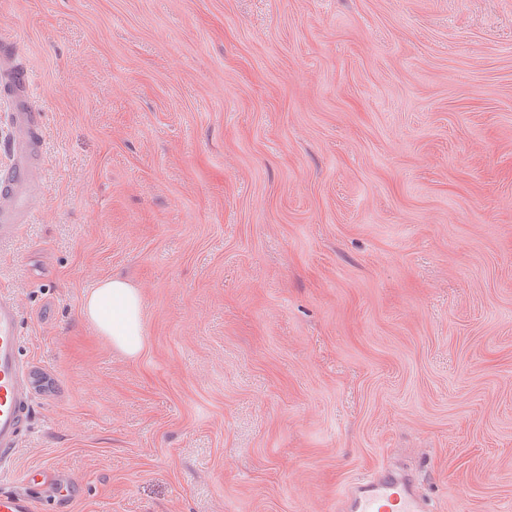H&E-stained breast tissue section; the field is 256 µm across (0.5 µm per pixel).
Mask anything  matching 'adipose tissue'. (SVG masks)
I'll return each instance as SVG.
<instances>
[{"instance_id":"ef3b65f1","label":"adipose tissue","mask_w":512,"mask_h":512,"mask_svg":"<svg viewBox=\"0 0 512 512\" xmlns=\"http://www.w3.org/2000/svg\"><path fill=\"white\" fill-rule=\"evenodd\" d=\"M142 297L121 278L101 280L85 296L82 315L100 335L129 358H137L145 344Z\"/></svg>"}]
</instances>
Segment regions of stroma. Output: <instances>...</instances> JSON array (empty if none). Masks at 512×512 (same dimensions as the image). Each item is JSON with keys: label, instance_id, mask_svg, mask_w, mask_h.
<instances>
[{"label": "stroma", "instance_id": "35a3bbf8", "mask_svg": "<svg viewBox=\"0 0 512 512\" xmlns=\"http://www.w3.org/2000/svg\"><path fill=\"white\" fill-rule=\"evenodd\" d=\"M0 46L42 115L14 478L82 483L40 512H344L399 465L512 512V0H0ZM142 296L121 278L101 280L84 297L82 315L114 347L131 359L145 344Z\"/></svg>", "mask_w": 512, "mask_h": 512}]
</instances>
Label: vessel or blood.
<instances>
[{
    "label": "vessel or blood",
    "instance_id": "1",
    "mask_svg": "<svg viewBox=\"0 0 512 512\" xmlns=\"http://www.w3.org/2000/svg\"><path fill=\"white\" fill-rule=\"evenodd\" d=\"M33 79L15 69L0 93L21 113L25 151L14 167L0 175V241L14 235L25 213L22 195L40 140L41 114L31 97ZM21 310L15 300L0 293V481L12 478L14 462L29 429L33 395L22 359ZM349 512H422L407 479L376 476L353 486ZM0 512H36L23 492L1 491Z\"/></svg>",
    "mask_w": 512,
    "mask_h": 512
}]
</instances>
